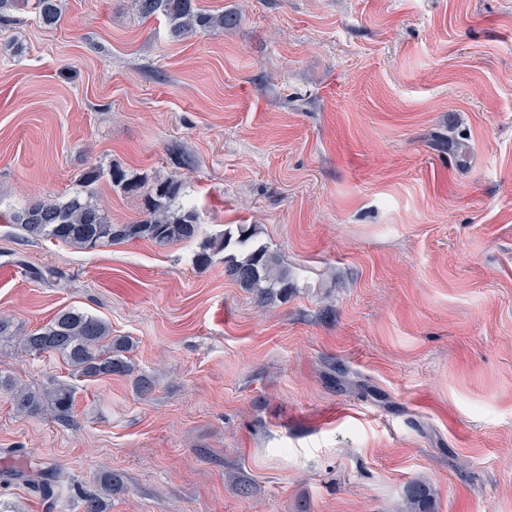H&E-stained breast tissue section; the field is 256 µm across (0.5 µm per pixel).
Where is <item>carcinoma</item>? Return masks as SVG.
Returning a JSON list of instances; mask_svg holds the SVG:
<instances>
[{
	"instance_id": "carcinoma-1",
	"label": "carcinoma",
	"mask_w": 512,
	"mask_h": 512,
	"mask_svg": "<svg viewBox=\"0 0 512 512\" xmlns=\"http://www.w3.org/2000/svg\"><path fill=\"white\" fill-rule=\"evenodd\" d=\"M134 10L143 18L163 16L170 32L182 37L190 32L218 31L232 27L237 16L212 14L200 8L197 0H133ZM34 9L43 25L54 27L60 20L61 0H34ZM108 175L112 186L125 191L138 188V180L126 170L115 167L104 173L96 167L80 175L81 189L57 199H34L12 213V223L30 235L56 240L79 249H94L133 240H148L165 246L198 236L196 211L181 203L183 182L176 176L158 179L145 199L143 219L132 224H114L95 201L96 183ZM252 235L244 226L237 234L224 231L220 238L194 256L197 266L208 267L214 257L232 246L239 254L224 257V272L241 287L257 292L262 303L288 294L292 287L288 269L264 246L250 244ZM25 350L35 356L62 359L74 374L88 381L117 376L130 378L142 396L153 390V382L135 374V366L126 356L133 343L126 336H112L110 325L97 316L75 308L58 312L48 323L20 337ZM10 391V402L21 414L50 413L61 419L71 417L75 403L71 385L58 382L51 387L18 385L0 380ZM31 488L45 497L55 494V481L48 471H40L28 480ZM82 512H105L99 494L80 496ZM405 509L432 512L428 490L418 484L410 487Z\"/></svg>"
}]
</instances>
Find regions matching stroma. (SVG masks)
<instances>
[{"label":"stroma","mask_w":512,"mask_h":512,"mask_svg":"<svg viewBox=\"0 0 512 512\" xmlns=\"http://www.w3.org/2000/svg\"><path fill=\"white\" fill-rule=\"evenodd\" d=\"M234 27L173 38L131 0H32L0 25V315L73 307L151 378L86 381L0 345V378L76 390L62 421L0 390V502L80 512H512V0H198ZM182 178L198 238L79 249L10 215L88 167ZM116 224L142 196L96 184ZM247 226L294 278L258 304L198 268ZM42 279H35V272ZM34 9L43 25L54 27L61 17V0H34ZM404 508L409 510L407 512H433L428 490L418 484L412 485L408 491Z\"/></svg>","instance_id":"1"}]
</instances>
